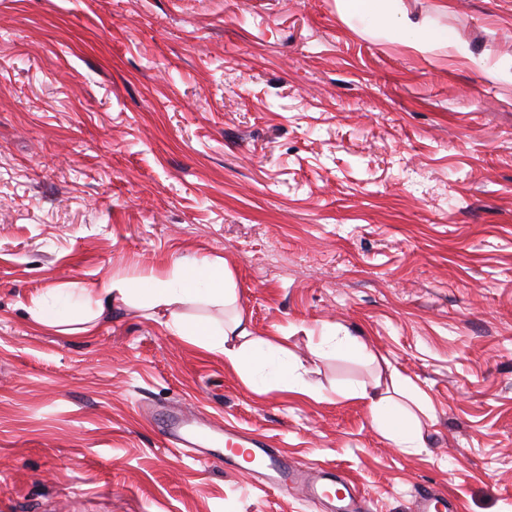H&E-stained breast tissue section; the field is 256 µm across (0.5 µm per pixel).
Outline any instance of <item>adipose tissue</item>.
<instances>
[{"label":"adipose tissue","instance_id":"ef3b65f1","mask_svg":"<svg viewBox=\"0 0 512 512\" xmlns=\"http://www.w3.org/2000/svg\"><path fill=\"white\" fill-rule=\"evenodd\" d=\"M342 18L395 41L408 42L425 51L456 47L445 29H423L401 16L399 0H336ZM237 301L236 284L223 263L180 258L165 276L132 278L120 274L103 277L85 288H60L34 299L29 314L39 327L69 336H88L120 306L166 316L173 335L205 351L223 356L251 389L281 390L311 398L320 397L306 369L288 348L273 336H256L242 315L216 323L191 319L182 309L191 305L227 307ZM352 396L366 401L375 429L396 448L419 450L427 445L420 417L430 407L414 384L404 382L396 370L387 380L352 389Z\"/></svg>","mask_w":512,"mask_h":512}]
</instances>
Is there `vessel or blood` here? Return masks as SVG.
Here are the masks:
<instances>
[{
	"label": "vessel or blood",
	"instance_id": "obj_1",
	"mask_svg": "<svg viewBox=\"0 0 512 512\" xmlns=\"http://www.w3.org/2000/svg\"><path fill=\"white\" fill-rule=\"evenodd\" d=\"M161 428L178 452L189 454L202 446L225 447L223 463L226 469L242 471L244 463L260 462L270 485L281 493L294 490L299 479L297 470L283 455L274 453L262 440L253 438L239 428L227 426L217 433H209L193 427L187 416L168 418ZM334 471H322L320 476L307 486L308 501L319 512H362L365 500L352 482H345L342 497H332L327 487L339 482ZM416 512H456L453 498L432 490H419L415 499Z\"/></svg>",
	"mask_w": 512,
	"mask_h": 512
}]
</instances>
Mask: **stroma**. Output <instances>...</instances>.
Masks as SVG:
<instances>
[{
    "label": "stroma",
    "instance_id": "35a3bbf8",
    "mask_svg": "<svg viewBox=\"0 0 512 512\" xmlns=\"http://www.w3.org/2000/svg\"><path fill=\"white\" fill-rule=\"evenodd\" d=\"M423 52L336 0H0V512H315L263 471L169 453L156 415L267 439L370 512L418 490L512 512V0H400ZM504 68L499 80L484 66ZM223 261L254 335L320 398L257 393L159 320L35 326L33 297ZM341 326L431 404L392 447L316 355Z\"/></svg>",
    "mask_w": 512,
    "mask_h": 512
}]
</instances>
